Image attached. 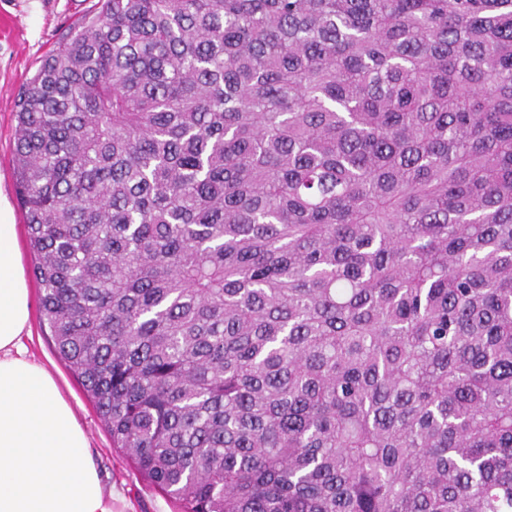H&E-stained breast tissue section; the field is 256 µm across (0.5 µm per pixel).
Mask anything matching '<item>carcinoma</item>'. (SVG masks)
I'll return each instance as SVG.
<instances>
[{
  "label": "carcinoma",
  "mask_w": 512,
  "mask_h": 512,
  "mask_svg": "<svg viewBox=\"0 0 512 512\" xmlns=\"http://www.w3.org/2000/svg\"><path fill=\"white\" fill-rule=\"evenodd\" d=\"M13 172L175 512H512V0H100Z\"/></svg>",
  "instance_id": "obj_1"
}]
</instances>
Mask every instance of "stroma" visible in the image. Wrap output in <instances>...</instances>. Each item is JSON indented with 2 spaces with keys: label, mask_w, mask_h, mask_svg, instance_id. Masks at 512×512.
<instances>
[{
  "label": "stroma",
  "mask_w": 512,
  "mask_h": 512,
  "mask_svg": "<svg viewBox=\"0 0 512 512\" xmlns=\"http://www.w3.org/2000/svg\"><path fill=\"white\" fill-rule=\"evenodd\" d=\"M97 0H0V191L17 202L12 169L18 89ZM23 342L31 359L44 365L72 401L103 480L112 490V512H174L170 500L150 487L112 448V440L83 389L57 355L50 330L32 311Z\"/></svg>",
  "instance_id": "obj_1"
}]
</instances>
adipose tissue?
<instances>
[{
    "label": "adipose tissue",
    "instance_id": "obj_1",
    "mask_svg": "<svg viewBox=\"0 0 512 512\" xmlns=\"http://www.w3.org/2000/svg\"><path fill=\"white\" fill-rule=\"evenodd\" d=\"M30 307L14 209L0 192V512H112L74 407L25 356Z\"/></svg>",
    "mask_w": 512,
    "mask_h": 512
}]
</instances>
